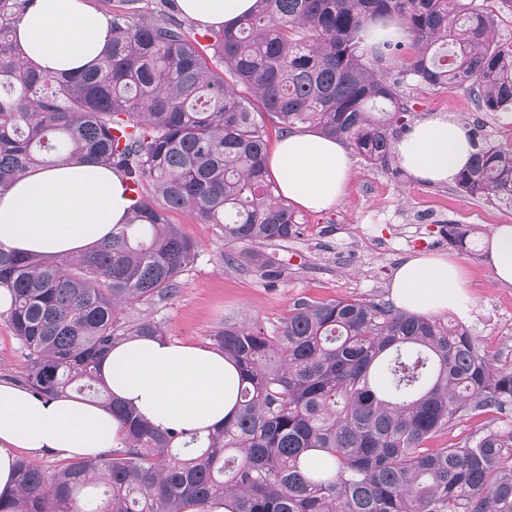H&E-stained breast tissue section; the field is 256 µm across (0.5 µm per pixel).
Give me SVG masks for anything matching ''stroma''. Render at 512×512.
I'll use <instances>...</instances> for the list:
<instances>
[{
    "label": "stroma",
    "mask_w": 512,
    "mask_h": 512,
    "mask_svg": "<svg viewBox=\"0 0 512 512\" xmlns=\"http://www.w3.org/2000/svg\"><path fill=\"white\" fill-rule=\"evenodd\" d=\"M412 120L445 112L464 122L481 143L512 147V112L479 111L466 89H406ZM298 237L269 245L225 242L219 229L175 212L198 246L195 263L170 299L140 306L138 317L160 321L169 338L208 344L225 321L258 322L274 330L300 300L329 302L351 297L389 299L399 264L418 253L453 255L440 235L444 224H470L480 239L462 260L471 276L469 318L463 325L493 351L512 353V286L499 284L488 263L487 240L494 225L512 224V200L470 197L454 184L415 182L398 161L373 169L353 158L346 190L336 205L304 212ZM239 254L226 267L225 253ZM280 270L266 275L268 262Z\"/></svg>",
    "instance_id": "35a3bbf8"
}]
</instances>
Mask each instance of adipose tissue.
<instances>
[{
  "label": "adipose tissue",
  "instance_id": "1",
  "mask_svg": "<svg viewBox=\"0 0 512 512\" xmlns=\"http://www.w3.org/2000/svg\"><path fill=\"white\" fill-rule=\"evenodd\" d=\"M201 28H221L246 16L255 0H177ZM27 59L57 73L93 65L111 41V18L86 0H34L15 28ZM475 142L464 124L444 113L417 122L395 144L402 168L420 183H450L469 163ZM267 167L289 204L313 212L333 207L350 177L345 144L314 133L282 137ZM130 198L120 173L96 164L54 159L29 169L0 191V247L67 256L89 248L128 218ZM489 260L497 282L512 285V224L495 225ZM469 278L456 259L416 254L397 268L395 305L410 312L468 313ZM113 394L155 427L208 430L236 403L239 373L223 353L164 336L116 345L102 364ZM121 422L89 401L39 398L0 381V493L15 486L17 450L69 459L117 447Z\"/></svg>",
  "mask_w": 512,
  "mask_h": 512
}]
</instances>
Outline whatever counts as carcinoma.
<instances>
[{"label": "carcinoma", "instance_id": "carcinoma-1", "mask_svg": "<svg viewBox=\"0 0 512 512\" xmlns=\"http://www.w3.org/2000/svg\"><path fill=\"white\" fill-rule=\"evenodd\" d=\"M29 0H0V190L55 157L119 172L125 224L51 260L0 247V311L39 397L74 393L123 421L121 446L52 472L18 460L0 512H512V425L464 443H425L466 417L512 413V358L459 324L386 301H298L274 334L226 322L213 348L239 370L235 408L204 433L159 431L112 395L101 364L117 344L165 335L126 319L166 300L197 246L169 215L263 244L302 217L266 172L269 128L340 140L366 166L393 158L408 129L404 87H465L486 112H512V43L476 0H256L243 20L197 31L135 3L112 14L94 65L46 74L13 32ZM403 24L408 39L383 33ZM471 196L512 198V148L480 147L456 180ZM470 252L476 228L444 224ZM316 454L324 469L308 471Z\"/></svg>", "mask_w": 512, "mask_h": 512}]
</instances>
